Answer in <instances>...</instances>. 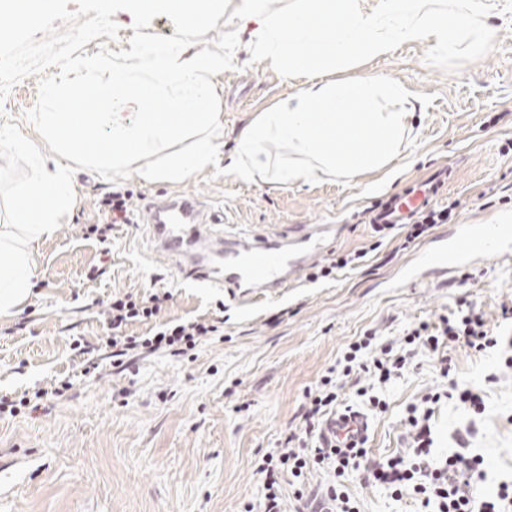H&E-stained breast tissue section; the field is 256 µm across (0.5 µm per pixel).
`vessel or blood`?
I'll list each match as a JSON object with an SVG mask.
<instances>
[{
    "mask_svg": "<svg viewBox=\"0 0 512 512\" xmlns=\"http://www.w3.org/2000/svg\"><path fill=\"white\" fill-rule=\"evenodd\" d=\"M443 180L435 178L403 195L382 199L373 209V226L391 230L408 222L414 211L429 207ZM155 248L174 257L178 269L201 283L225 287L229 295L248 302L290 286L325 249L333 228L309 226L301 246L289 248L287 240L271 236H217L202 223L197 198L184 195L174 204L155 208L150 216ZM512 256V211H498L489 223L465 222L435 238L420 264L404 274L416 282L433 273L453 274L477 263ZM337 441L362 443L369 424L357 412L337 413L326 426Z\"/></svg>",
    "mask_w": 512,
    "mask_h": 512,
    "instance_id": "1",
    "label": "vessel or blood"
}]
</instances>
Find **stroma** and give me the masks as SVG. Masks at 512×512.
<instances>
[{
	"instance_id": "35a3bbf8",
	"label": "stroma",
	"mask_w": 512,
	"mask_h": 512,
	"mask_svg": "<svg viewBox=\"0 0 512 512\" xmlns=\"http://www.w3.org/2000/svg\"><path fill=\"white\" fill-rule=\"evenodd\" d=\"M490 5V44L467 39L451 56L403 44L334 72L337 80L381 74L408 89L412 147L395 169L284 185L243 183L215 168L150 183L96 169L83 151L71 156L76 204L56 236L37 247L41 275L30 302L0 315V396L17 398L64 378L72 387L42 400L40 410L0 415V483L10 488L0 495V512H242L263 497L255 461L300 431L306 392L359 337L371 333L375 347L397 348L412 324L436 322L472 302L496 334L512 338V323L501 317L502 305L512 304V260L479 263L449 280L434 274L423 284L387 288L384 280L418 246L404 244V229L381 235L367 222L381 195L444 166L454 171L443 199L456 206L453 223L512 210V0ZM216 83L221 117L215 133L227 153L255 114L301 87L242 49ZM38 89V78L28 77L0 105L34 141L39 135L23 115ZM32 176L26 156L0 151V223H18L12 200ZM118 185L134 192L131 221L113 225L104 245L86 237L85 227L100 221L99 203ZM184 194L196 196L205 214L223 211L228 225L256 234L342 225L320 264L357 250L367 257L333 278L304 275L276 296L237 303L224 289L186 279L174 261L151 250L149 207ZM150 291L171 295L162 320L219 319L223 338L185 356L146 354L113 367L103 345L102 303L115 293ZM505 356L501 345L481 352L452 347L444 378L434 356L420 350L388 384L361 375L360 385L387 402L383 413L370 411L357 387L345 386V405L369 419L370 456L406 453L405 417L422 397L454 381L476 384L483 414L470 416L453 399L436 404L434 451L482 457L488 491L512 482V369ZM470 425L475 432L460 447L458 434ZM348 489L361 512L421 510L409 490L396 498L357 478Z\"/></svg>"
}]
</instances>
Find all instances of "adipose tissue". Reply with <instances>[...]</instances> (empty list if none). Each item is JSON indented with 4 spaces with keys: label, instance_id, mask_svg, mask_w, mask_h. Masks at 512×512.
<instances>
[{
    "label": "adipose tissue",
    "instance_id": "1",
    "mask_svg": "<svg viewBox=\"0 0 512 512\" xmlns=\"http://www.w3.org/2000/svg\"><path fill=\"white\" fill-rule=\"evenodd\" d=\"M140 20L168 13L190 31L231 11L258 62L301 80L300 90L258 113L232 155L210 130L219 119L212 78L231 53L202 55L186 46L142 42L131 63L113 65L106 82H49L35 116L42 142L0 131V149L28 155L37 174L16 202L25 225L0 226V314L25 305L40 276L33 245L56 235L76 198L68 160L84 149L102 168L142 179L176 182L217 164L245 182L275 178L292 184L318 173L355 178L407 154L410 115L389 111L407 92L381 76L332 81L330 70L360 57L389 54L406 42L437 54L455 53L469 37L489 40L488 0H294L271 12L267 0H130ZM86 102L84 111L73 100ZM288 148L294 163L273 165L269 148Z\"/></svg>",
    "mask_w": 512,
    "mask_h": 512
}]
</instances>
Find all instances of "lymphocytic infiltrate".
<instances>
[{
	"instance_id": "1",
	"label": "lymphocytic infiltrate",
	"mask_w": 512,
	"mask_h": 512,
	"mask_svg": "<svg viewBox=\"0 0 512 512\" xmlns=\"http://www.w3.org/2000/svg\"><path fill=\"white\" fill-rule=\"evenodd\" d=\"M164 301L163 295L152 292L139 297L116 293L107 300L103 314L112 334L106 345L116 363L144 353L180 355L219 335L221 327L214 320L160 321ZM148 320L154 323L149 334H127L129 324ZM497 343L475 307L460 308L440 315L437 323L422 321L409 328L404 347L397 351L386 346L380 352H372V338L368 335L350 343L339 361L340 378L368 373L379 383H388L406 367L418 347L431 352L444 373L448 370L450 346L463 344L480 352ZM339 380L322 376L315 389L306 393L303 433L290 434L284 448L258 459L255 472L262 481L263 512H360L347 487L349 477L357 472L362 473L365 483L384 486L392 496L413 491L426 510L431 507L435 512H512V484L504 483L496 493H485L481 458L461 452L445 458L432 455L430 419L440 394L426 395L421 404L409 408L407 454L377 460L369 458L367 448H340L335 441L325 439L323 425L342 400ZM314 469L326 471L328 478L312 488L305 478ZM287 476L295 487L289 500L285 499L281 484Z\"/></svg>"
}]
</instances>
